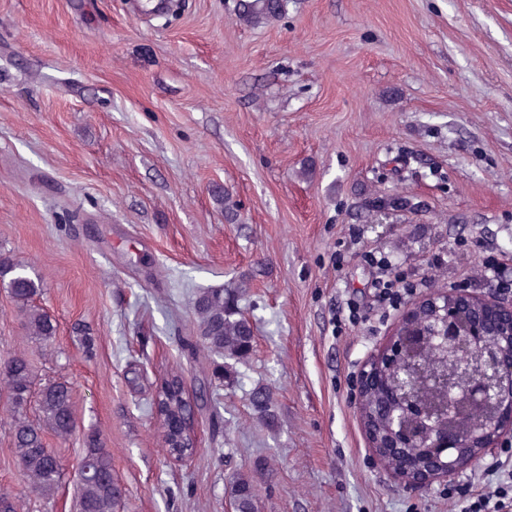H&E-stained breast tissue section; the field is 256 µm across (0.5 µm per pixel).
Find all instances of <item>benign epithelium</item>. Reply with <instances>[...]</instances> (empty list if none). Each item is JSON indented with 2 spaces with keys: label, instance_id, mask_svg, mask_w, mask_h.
Listing matches in <instances>:
<instances>
[{
  "label": "benign epithelium",
  "instance_id": "obj_1",
  "mask_svg": "<svg viewBox=\"0 0 512 512\" xmlns=\"http://www.w3.org/2000/svg\"><path fill=\"white\" fill-rule=\"evenodd\" d=\"M428 355L455 373L434 379ZM354 407L376 461L404 484H454L512 440V297L492 284L429 288L406 303L359 368Z\"/></svg>",
  "mask_w": 512,
  "mask_h": 512
}]
</instances>
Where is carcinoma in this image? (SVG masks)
Returning a JSON list of instances; mask_svg holds the SVG:
<instances>
[{
	"label": "carcinoma",
	"mask_w": 512,
	"mask_h": 512,
	"mask_svg": "<svg viewBox=\"0 0 512 512\" xmlns=\"http://www.w3.org/2000/svg\"><path fill=\"white\" fill-rule=\"evenodd\" d=\"M288 0H240L236 18L247 26H255L285 13ZM387 211L414 209L413 200L395 195L367 205ZM0 285L5 287L23 316L26 335L48 343L57 334L55 321L35 305L42 283L32 277L27 267L0 253ZM241 289L205 288L193 302L197 344L209 356L229 360L246 358L253 347V326L238 306ZM10 368L0 374L4 389L12 398L10 433L13 454L24 478L41 497L50 499L59 491L64 473L52 449L46 447L44 430L66 438L76 429V412L71 386L64 380L37 384L31 362L16 355L8 360ZM158 416L164 440L173 444L170 452L183 455L189 448L176 443L188 437L176 435L177 422L195 415V405L185 396L179 375L166 376L158 389ZM251 405L259 417L271 421L272 392L267 387L255 389ZM83 475L76 483L75 512H120L125 498L123 486L112 479V457L95 431L83 439L81 460ZM229 496L234 512H261L252 476L245 472L234 475L229 482Z\"/></svg>",
	"instance_id": "1"
}]
</instances>
